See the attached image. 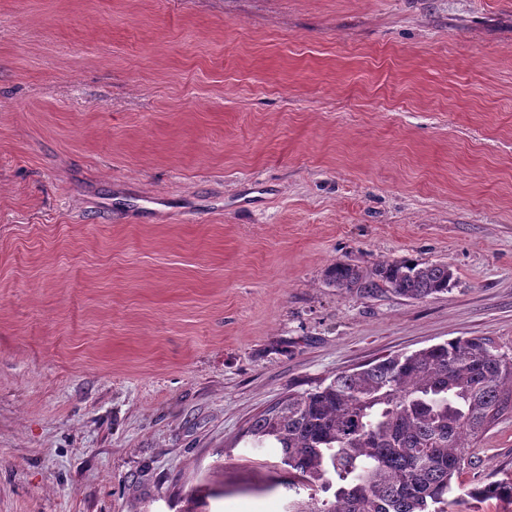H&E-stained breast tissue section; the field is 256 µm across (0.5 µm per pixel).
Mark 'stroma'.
Returning <instances> with one entry per match:
<instances>
[{"mask_svg": "<svg viewBox=\"0 0 512 512\" xmlns=\"http://www.w3.org/2000/svg\"><path fill=\"white\" fill-rule=\"evenodd\" d=\"M452 266L421 301L339 261ZM512 350V0H0V512H285L255 417ZM464 483L512 478V414Z\"/></svg>", "mask_w": 512, "mask_h": 512, "instance_id": "35a3bbf8", "label": "stroma"}]
</instances>
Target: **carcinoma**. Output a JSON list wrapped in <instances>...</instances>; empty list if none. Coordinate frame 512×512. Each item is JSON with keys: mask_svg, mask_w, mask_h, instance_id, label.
<instances>
[{"mask_svg": "<svg viewBox=\"0 0 512 512\" xmlns=\"http://www.w3.org/2000/svg\"><path fill=\"white\" fill-rule=\"evenodd\" d=\"M445 262L384 261L364 272L336 262L327 284L369 297L386 289L409 300L446 293ZM512 413V352L489 338L450 339L381 357L290 395L248 428L275 448L288 489L308 491L288 512H448L471 470L470 444ZM467 495L512 501V479Z\"/></svg>", "mask_w": 512, "mask_h": 512, "instance_id": "cac0c4a2", "label": "carcinoma"}]
</instances>
